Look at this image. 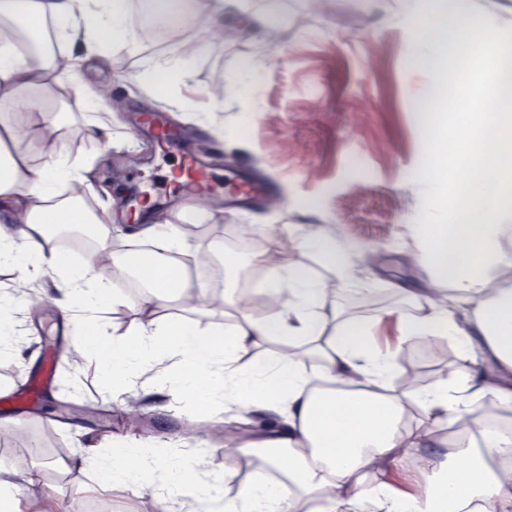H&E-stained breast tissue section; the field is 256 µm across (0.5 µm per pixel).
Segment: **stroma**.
Here are the masks:
<instances>
[{"instance_id":"stroma-1","label":"stroma","mask_w":512,"mask_h":512,"mask_svg":"<svg viewBox=\"0 0 512 512\" xmlns=\"http://www.w3.org/2000/svg\"><path fill=\"white\" fill-rule=\"evenodd\" d=\"M260 0H239L224 11V38L212 43L193 63L191 80L146 89L140 60L188 38L180 27L151 30L141 0H130L127 22L143 33L138 48L108 46L103 56L84 64V77L95 91L106 90L113 144L90 139L89 120L80 99H71L60 118L61 145L72 157L93 164L95 185L113 194L112 246L124 245L129 222L128 192L139 193L150 215L176 218L187 197L174 175L185 164L177 144H164L141 123L143 115L163 114L174 128L196 135L195 152L208 175L210 222L230 230L248 224L257 243L278 238L280 247L255 260L254 249L241 250V267L225 270L221 261L196 268L194 278L218 289L227 302L237 300L244 275L258 270L267 279L280 261L302 263L315 277L337 283L321 259L303 252L289 226L317 228L334 234L354 252V270L363 292L339 291L327 299L324 314L344 312L364 321L371 338L402 342L409 364L422 368L418 388L445 377L450 366L472 363L448 339L399 340L401 316L413 313L404 291L426 287L428 274L415 265L413 226L423 213L429 185L421 178L428 129L418 120L413 98L435 78L413 68L411 59L427 35L408 13L413 0H279L277 45L252 20ZM258 62L253 85L234 88L245 62ZM221 99L219 123L202 119L214 99ZM316 202L315 211L302 210ZM29 354L0 362V460L17 482H29L24 512H38L52 497L67 512H162L161 504L134 484L113 485L103 499L86 495L94 474L74 462L79 449L110 438L137 439L127 424L124 406L103 390L94 362L71 368L64 353L67 330L51 301L26 315ZM61 355L48 387L28 396L46 355ZM149 438L161 449L199 445L214 467L235 469L239 483L277 479L262 458L244 454L237 445L247 431L262 428L261 412L241 417L209 411L190 413L175 394L151 393L138 401ZM403 425L420 429L426 455L443 456L449 432H464L459 420L434 423L420 405L407 406Z\"/></svg>"}]
</instances>
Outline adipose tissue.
I'll return each instance as SVG.
<instances>
[{
  "mask_svg": "<svg viewBox=\"0 0 512 512\" xmlns=\"http://www.w3.org/2000/svg\"><path fill=\"white\" fill-rule=\"evenodd\" d=\"M235 2L212 0L203 11L197 0H148L153 19L172 20L195 36L149 60L147 75L172 73L186 81L207 42L221 41L219 13ZM127 14L117 0H0V104L16 107L13 117H0V214L10 221L0 228V268L16 273L0 286V359H20L23 316L52 293L70 327L72 362L96 347L98 368L116 403L148 389H169L191 406L203 403L227 413L259 407L285 415L284 427L253 431L241 446L261 453L284 480H257L228 499L224 488L236 473L208 467L203 449L168 453L119 439L77 454L79 464L98 468V492L114 482L132 483L165 503L168 512H299L305 499L319 503V512H512V473L495 466L512 458V432L490 427L482 412L490 396L500 412L512 413V153L489 157L493 179L477 176L456 191L460 214L444 224L418 225L417 263L429 272L432 287L418 313L402 320L404 338L456 340L477 371L453 369L427 389L387 394L389 379L402 367L401 349L375 345L362 321L329 322L321 311L328 282L299 263L274 271L267 285L278 313L255 318L230 311L233 326L215 337L195 320L211 306L190 275L191 262L202 252L235 269L240 258L225 251L219 236L207 237L199 249L188 247L181 226L205 223L207 208L192 204L181 211L178 225H136L127 236L130 248L115 251L111 225L75 203L78 193L91 189L90 163L61 151L42 161L27 149L60 141L54 103L81 95L83 61L100 55L106 43L130 41ZM47 22L63 51L24 52ZM81 224L94 225L101 251L64 260L55 232ZM301 243L341 280L351 281L352 252L330 233H305ZM132 263L146 282L135 306L152 314L174 309L178 319L166 329L143 325L133 339L111 342L99 336L100 311L109 303L125 304L114 289ZM442 282L451 302L440 296ZM273 339L283 351L241 365V352ZM301 339L326 390L310 389L298 368L290 347ZM410 401L440 422L468 420L469 441L449 445L441 459L418 455L419 492L385 482L367 486L370 470L396 465L400 449L420 447L421 433L399 428Z\"/></svg>",
  "mask_w": 512,
  "mask_h": 512,
  "instance_id": "1",
  "label": "adipose tissue"
}]
</instances>
